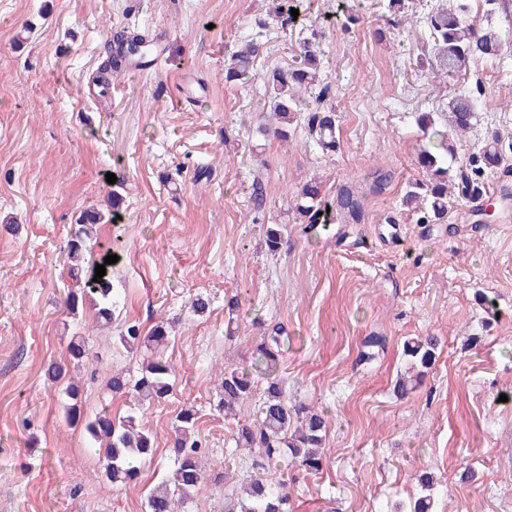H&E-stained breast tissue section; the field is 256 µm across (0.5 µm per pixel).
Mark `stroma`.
I'll list each match as a JSON object with an SVG mask.
<instances>
[{"label": "stroma", "mask_w": 512, "mask_h": 512, "mask_svg": "<svg viewBox=\"0 0 512 512\" xmlns=\"http://www.w3.org/2000/svg\"><path fill=\"white\" fill-rule=\"evenodd\" d=\"M268 0H0V512H142L148 489L171 465V423L198 407L206 483L188 512H224L239 479L285 480L293 512H398L430 472L435 512H512V210L488 224L473 204L450 202L444 224H419L401 204L421 178V113L445 111L468 79L486 84L467 136L512 134V49L432 82L420 65L428 29L390 24L382 0H363L344 28L337 0H304L303 27L267 19ZM161 33L157 64L123 68L110 86L94 76L111 31ZM317 34L326 101L336 108V152L318 149L306 124L288 141L270 123L262 73L292 62L303 32ZM263 45L255 77L228 82L247 40ZM374 167L393 178L369 196L361 223L303 233L291 198L316 178L326 194L363 186ZM125 192L113 280L121 320L176 323L164 350L173 390L138 407L107 387L136 371L117 326L91 311L69 315L64 267L79 213ZM288 227L281 252L268 225ZM242 291L234 336L224 296ZM207 312H193L196 295ZM290 336L279 377L288 397L330 419L323 468L260 469L236 450L234 421L215 410L221 367L247 366L261 323ZM383 350L365 358L363 339ZM434 335L436 361L407 397L393 391L410 363L405 340ZM82 337L89 359L70 374L85 414L135 413L156 440L154 464L114 489L81 428L62 416L63 383L47 366L67 362Z\"/></svg>", "instance_id": "stroma-1"}]
</instances>
